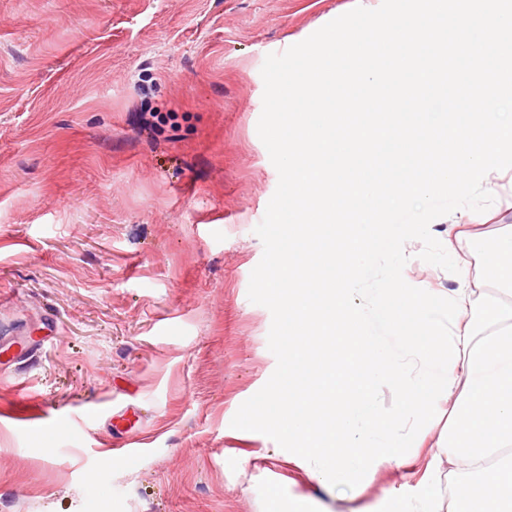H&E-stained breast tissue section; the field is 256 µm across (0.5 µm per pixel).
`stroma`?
Listing matches in <instances>:
<instances>
[{"label":"stroma","mask_w":512,"mask_h":512,"mask_svg":"<svg viewBox=\"0 0 512 512\" xmlns=\"http://www.w3.org/2000/svg\"><path fill=\"white\" fill-rule=\"evenodd\" d=\"M358 2L0 0V512H378L421 490L430 449L331 490L231 426L276 367L248 298L278 184L261 68ZM422 249L405 275L455 288Z\"/></svg>","instance_id":"obj_1"}]
</instances>
